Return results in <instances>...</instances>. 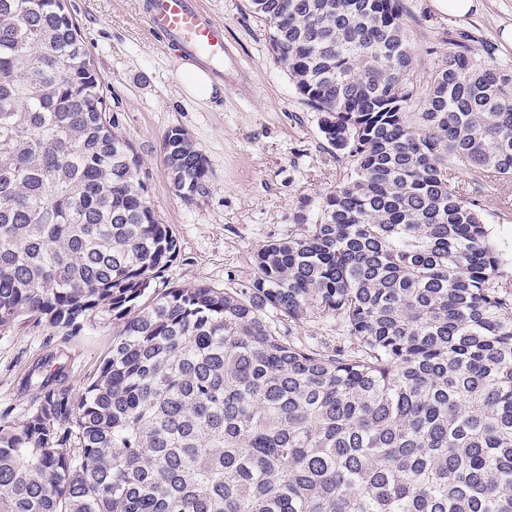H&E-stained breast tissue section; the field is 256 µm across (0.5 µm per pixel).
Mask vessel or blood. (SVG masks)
Segmentation results:
<instances>
[{"instance_id":"vessel-or-blood-1","label":"vessel or blood","mask_w":512,"mask_h":512,"mask_svg":"<svg viewBox=\"0 0 512 512\" xmlns=\"http://www.w3.org/2000/svg\"><path fill=\"white\" fill-rule=\"evenodd\" d=\"M145 13L150 32L175 45L179 59H228L224 24L203 8L201 0H148Z\"/></svg>"}]
</instances>
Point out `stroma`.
<instances>
[{
  "label": "stroma",
  "mask_w": 512,
  "mask_h": 512,
  "mask_svg": "<svg viewBox=\"0 0 512 512\" xmlns=\"http://www.w3.org/2000/svg\"><path fill=\"white\" fill-rule=\"evenodd\" d=\"M146 0H68L88 56L112 96L119 129L141 161L139 178L162 223L179 242L177 259L162 280L172 286L224 287L244 280L253 249L287 237L303 199L320 201L343 172L336 152L323 142L318 115L304 102L276 63L263 25L248 0H204L224 24V37L239 59L235 83L215 80L208 99L187 97L175 80L180 67L168 42L152 37ZM413 78L425 83L447 52L446 32H469L476 43L495 44L499 60L512 61L500 31L512 24V0H482L480 14L457 18L435 11L431 0H411ZM182 128L205 155L204 193L187 200L176 194L164 164L162 140ZM512 180L486 184L479 192L485 220L499 244L512 241ZM112 349V319L104 315L88 334L66 336L47 327L21 326L0 335V420L19 424L33 400L22 388L28 371L59 355L71 386H82Z\"/></svg>",
  "instance_id": "35a3bbf8"
}]
</instances>
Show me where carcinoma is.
<instances>
[{
    "label": "carcinoma",
    "mask_w": 512,
    "mask_h": 512,
    "mask_svg": "<svg viewBox=\"0 0 512 512\" xmlns=\"http://www.w3.org/2000/svg\"><path fill=\"white\" fill-rule=\"evenodd\" d=\"M248 2L345 172L245 281L153 288L178 240L75 18L0 0V335L112 317L88 383L46 361L0 421V512H512V258L475 198L512 179V64L448 34L422 87L410 0ZM163 153L202 193L183 129Z\"/></svg>",
    "instance_id": "carcinoma-1"
}]
</instances>
